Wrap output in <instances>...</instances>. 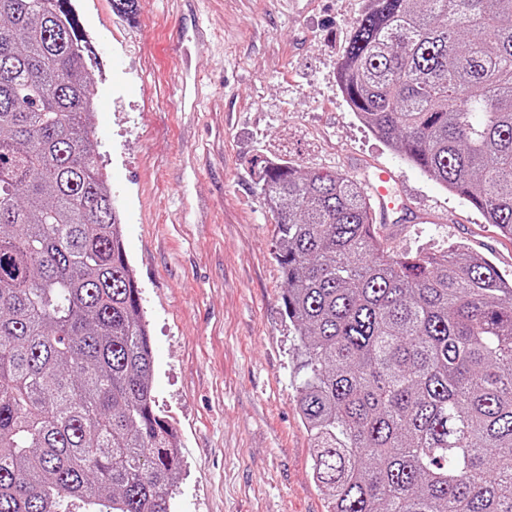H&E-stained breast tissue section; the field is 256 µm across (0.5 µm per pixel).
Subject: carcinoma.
Wrapping results in <instances>:
<instances>
[{"label": "carcinoma", "mask_w": 512, "mask_h": 512, "mask_svg": "<svg viewBox=\"0 0 512 512\" xmlns=\"http://www.w3.org/2000/svg\"><path fill=\"white\" fill-rule=\"evenodd\" d=\"M68 0H0V512H170L140 289ZM352 111L512 236V0H369ZM330 512H512V280L384 246L355 180L256 161Z\"/></svg>", "instance_id": "carcinoma-1"}]
</instances>
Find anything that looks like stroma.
<instances>
[{
	"instance_id": "35a3bbf8",
	"label": "stroma",
	"mask_w": 512,
	"mask_h": 512,
	"mask_svg": "<svg viewBox=\"0 0 512 512\" xmlns=\"http://www.w3.org/2000/svg\"><path fill=\"white\" fill-rule=\"evenodd\" d=\"M368 0H70L96 133L180 440L170 512H327L296 405V340L255 160L363 178L405 211L398 252L453 245L512 278V237L412 167L352 112L337 69ZM207 26L212 48L197 45ZM392 181V173L386 168H378L371 178L370 189L378 202L380 221L389 220L392 213L401 209Z\"/></svg>"
}]
</instances>
